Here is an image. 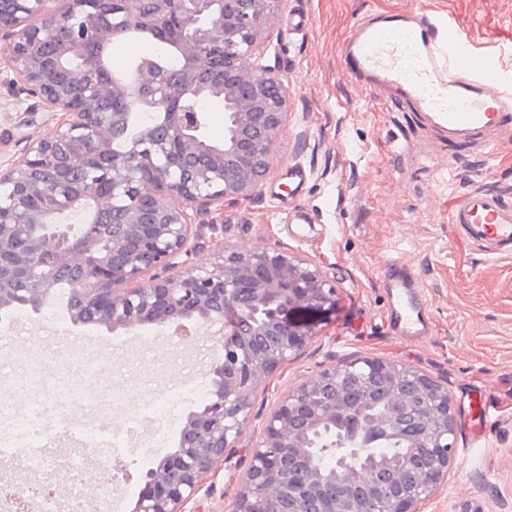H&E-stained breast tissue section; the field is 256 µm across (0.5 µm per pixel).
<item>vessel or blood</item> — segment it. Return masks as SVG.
<instances>
[{
    "mask_svg": "<svg viewBox=\"0 0 512 512\" xmlns=\"http://www.w3.org/2000/svg\"><path fill=\"white\" fill-rule=\"evenodd\" d=\"M341 56L352 76L416 106L449 143L489 154L512 135V76L501 72L494 56L472 52L453 20L431 21L412 11L371 13L353 26ZM448 222L487 253L512 255V200L496 190L484 185L458 197ZM385 273L397 330L422 335L425 312L416 277L396 260ZM494 411L483 396L477 413L465 416L471 444L484 441Z\"/></svg>",
    "mask_w": 512,
    "mask_h": 512,
    "instance_id": "b4317fda",
    "label": "vessel or blood"
}]
</instances>
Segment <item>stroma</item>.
I'll return each mask as SVG.
<instances>
[{
	"label": "stroma",
	"instance_id": "1",
	"mask_svg": "<svg viewBox=\"0 0 512 512\" xmlns=\"http://www.w3.org/2000/svg\"><path fill=\"white\" fill-rule=\"evenodd\" d=\"M411 10L435 20L453 18L479 52L512 46V0H281L266 32L264 62L289 90L288 123L278 136L266 179L255 195L225 199L201 217L195 265L214 261L220 248L285 251L316 265L336 290L332 310L313 316L307 347L262 377L250 395L248 421L229 461L203 481L189 512H230L263 427L289 390L312 375L364 358L411 365L447 386L457 416L469 411L467 390L480 387L497 405L498 420L484 446L470 447L457 431V456L448 479L424 512H512V256L487 254L458 237L448 204L478 185L512 199V139L482 157L426 124L406 103L376 95L342 72L340 48L354 23L371 11ZM0 72V170L30 140L52 133L59 113L12 91ZM307 173L305 182L295 167ZM300 204L311 227L288 221ZM402 256L419 279L431 333L404 337L391 326L383 276L387 260ZM67 289L35 311L0 314V413L18 417L33 405L49 407L57 453L85 456L83 491L97 512H131L142 477L163 452L176 448L184 418L200 400L178 403L163 447L156 421L145 420L132 441L135 462L113 476L107 454L86 456L71 424L125 430L131 410L184 386L209 384L221 352L206 329L188 337L145 325L131 332L72 326ZM96 358L105 372L91 381L81 359ZM30 381L15 391L18 378ZM93 390L97 399L62 397V387ZM0 482L23 484L32 512L45 491L68 512V473L53 476L24 458H0Z\"/></svg>",
	"mask_w": 512,
	"mask_h": 512
}]
</instances>
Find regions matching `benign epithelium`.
I'll list each match as a JSON object with an SVG mask.
<instances>
[{
  "mask_svg": "<svg viewBox=\"0 0 512 512\" xmlns=\"http://www.w3.org/2000/svg\"><path fill=\"white\" fill-rule=\"evenodd\" d=\"M98 0H0V71L11 84L62 115L55 131L29 142L23 155L0 171V308L19 294L38 310L56 295L60 273L75 303V325L114 331L187 322L218 324L222 356L211 367L212 397L185 417L174 451L143 477L132 512H187L203 479L224 464L241 433L249 395L259 380L304 349L312 331L282 316L290 307L322 313L336 302V288L320 270L288 253L225 248L208 266L177 258L192 254L195 218L228 197L258 191L269 171L278 135L288 120V88L263 63L268 21L279 0H107L112 19L92 12ZM136 28L156 34L176 29L169 43L177 71L151 52L133 57L123 74L103 81L102 55ZM224 104V141L202 133L208 102ZM132 104L160 117L126 150L112 146ZM79 211L78 232L66 224ZM164 266L165 278L148 277ZM356 369L389 379L384 415L352 419L336 449L340 464L326 473L315 466L291 484V512H377V456L371 444L381 430L402 426L410 407L400 385L412 384L422 403L420 420L431 431L428 468L406 472L408 458L391 465L407 473L406 486L387 512H422L447 481L457 454L455 415L448 388L419 370L382 358L323 370L289 391L267 420L232 512H279L283 462L307 451L298 419L312 430L332 426L344 410L319 402L342 372ZM357 460L353 467L348 458Z\"/></svg>",
  "mask_w": 512,
  "mask_h": 512,
  "instance_id": "7a95c632",
  "label": "benign epithelium"
}]
</instances>
